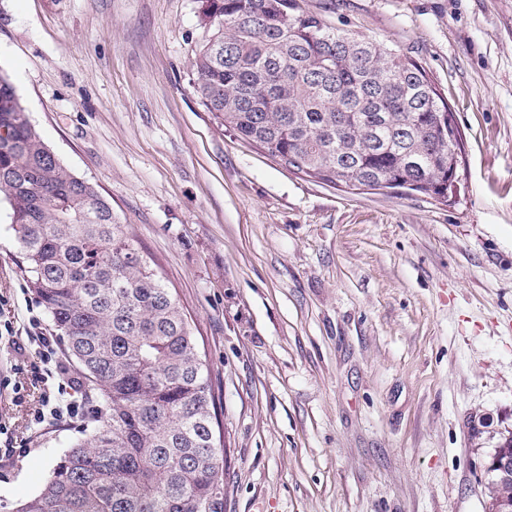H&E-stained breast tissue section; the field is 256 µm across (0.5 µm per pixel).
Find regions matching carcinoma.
<instances>
[{
	"mask_svg": "<svg viewBox=\"0 0 512 512\" xmlns=\"http://www.w3.org/2000/svg\"><path fill=\"white\" fill-rule=\"evenodd\" d=\"M202 23L194 89L221 125L326 184L447 200L461 138L415 61L297 0H209ZM49 151L0 71V199L97 405L13 512H224L226 449L191 325L108 200Z\"/></svg>",
	"mask_w": 512,
	"mask_h": 512,
	"instance_id": "obj_1",
	"label": "carcinoma"
}]
</instances>
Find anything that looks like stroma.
Listing matches in <instances>:
<instances>
[{
  "label": "stroma",
  "instance_id": "35a3bbf8",
  "mask_svg": "<svg viewBox=\"0 0 512 512\" xmlns=\"http://www.w3.org/2000/svg\"><path fill=\"white\" fill-rule=\"evenodd\" d=\"M416 61L462 136L442 204L294 173L193 89L197 0H0V69L127 225L210 366L224 512H488L512 432V0H298ZM49 314L0 203V512L76 421L13 338ZM497 472L503 483H512V454L497 449L483 466L484 475Z\"/></svg>",
  "mask_w": 512,
  "mask_h": 512
}]
</instances>
